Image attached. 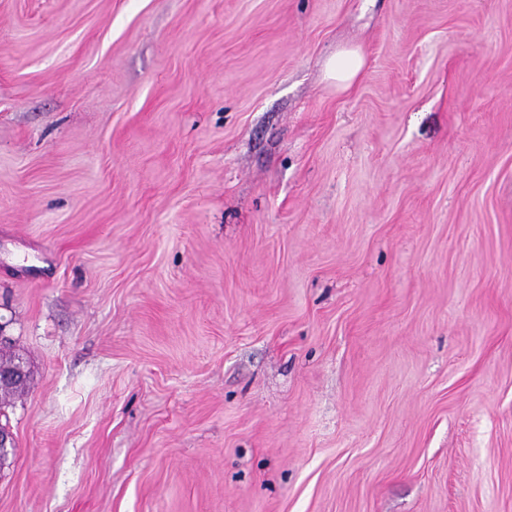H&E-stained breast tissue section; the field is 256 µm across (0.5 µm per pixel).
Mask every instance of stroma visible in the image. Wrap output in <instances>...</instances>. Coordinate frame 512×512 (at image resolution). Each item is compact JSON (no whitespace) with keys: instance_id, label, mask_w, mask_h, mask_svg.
I'll return each instance as SVG.
<instances>
[{"instance_id":"stroma-1","label":"stroma","mask_w":512,"mask_h":512,"mask_svg":"<svg viewBox=\"0 0 512 512\" xmlns=\"http://www.w3.org/2000/svg\"><path fill=\"white\" fill-rule=\"evenodd\" d=\"M0 334V512H512V0H0ZM364 65V57L358 51H342L330 60L327 76L337 86L347 89L357 80ZM17 357V358H16ZM19 360V356L13 354H3L1 349L0 365L12 364ZM28 370L22 360H19L13 367L5 368L0 367V386L14 383L20 379H24Z\"/></svg>"}]
</instances>
